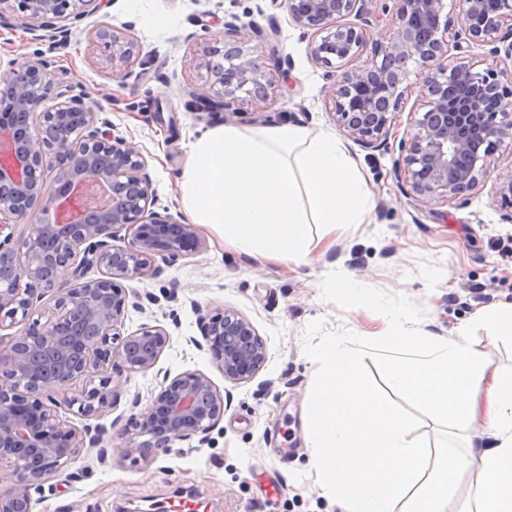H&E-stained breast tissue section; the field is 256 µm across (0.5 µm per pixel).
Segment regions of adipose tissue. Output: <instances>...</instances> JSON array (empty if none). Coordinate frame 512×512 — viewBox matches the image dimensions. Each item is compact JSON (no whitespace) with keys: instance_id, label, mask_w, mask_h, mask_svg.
Wrapping results in <instances>:
<instances>
[{"instance_id":"adipose-tissue-1","label":"adipose tissue","mask_w":512,"mask_h":512,"mask_svg":"<svg viewBox=\"0 0 512 512\" xmlns=\"http://www.w3.org/2000/svg\"><path fill=\"white\" fill-rule=\"evenodd\" d=\"M195 224L255 259H307L310 227L365 223L364 177L332 132L300 126L239 129L219 124L191 144L179 182ZM422 334L394 314L383 345L393 385L435 414L482 422L492 446L432 455L409 439L405 420L365 379L357 357L324 343L323 374L310 396L308 438L321 485L345 512H448V488L475 472L459 512H512V374L490 367L468 341Z\"/></svg>"}]
</instances>
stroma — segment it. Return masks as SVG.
I'll return each instance as SVG.
<instances>
[{
	"instance_id": "obj_1",
	"label": "stroma",
	"mask_w": 512,
	"mask_h": 512,
	"mask_svg": "<svg viewBox=\"0 0 512 512\" xmlns=\"http://www.w3.org/2000/svg\"><path fill=\"white\" fill-rule=\"evenodd\" d=\"M233 19L277 27L285 66L270 73L269 111L286 114L291 126L337 132L329 100L335 78L311 61L314 33L292 22L282 0H103L73 23L63 45L25 28H0V66L50 61L58 81L102 105L115 134L140 149L158 208L179 212L190 145L224 121L223 111H197L189 94L206 92L203 52L223 44L216 31ZM106 23L127 27L136 42L140 80L119 82L92 57L89 39ZM424 110L418 93L406 95L383 149L344 138L373 207L358 226L328 232L312 225L319 244L306 263L254 260L225 248L222 229L201 224L199 249L162 262L158 276L128 282L124 333L159 325L170 344L148 373L128 375L102 413L61 411L69 425L100 436L108 461L85 449L69 467L73 479L53 476L33 492V512H157L179 497L196 500L200 512H341L317 480L307 444L308 398L323 368L319 349L331 340L358 353L366 376L407 420L410 438L458 451L481 440L479 424L454 413L436 418L418 398L391 389L379 350L392 313L418 331L453 338L479 310L512 302V205L499 193L512 180V139L494 149L490 175L475 190L422 204L396 164ZM349 276L363 281L365 292L339 290L337 281ZM217 308L243 315L266 343L268 362L248 382L225 380L208 348L193 343L200 316ZM186 371L207 375L224 398L208 444L178 442L149 454L132 447L136 415L153 403L164 377Z\"/></svg>"
}]
</instances>
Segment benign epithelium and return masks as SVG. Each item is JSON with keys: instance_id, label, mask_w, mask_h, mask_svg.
<instances>
[{"instance_id": "7a95c632", "label": "benign epithelium", "mask_w": 512, "mask_h": 512, "mask_svg": "<svg viewBox=\"0 0 512 512\" xmlns=\"http://www.w3.org/2000/svg\"><path fill=\"white\" fill-rule=\"evenodd\" d=\"M292 22L315 33L311 60L337 73L331 90L336 124L366 149L384 147L408 91L427 110L401 142L404 175L417 201H450L488 178L487 159L512 139V73L475 71L451 51L489 45L512 60V0L489 9L486 0H455L458 12L442 15L444 0H394L388 36L375 57L357 66L369 39L370 0H282ZM102 0H0V23L67 38ZM224 49L205 50L209 91L192 93L201 111L218 107L230 116L248 102L254 118L269 120L273 81L263 55L240 42L241 28L224 23ZM99 61L126 81L134 74L137 45L121 28L102 25L91 37ZM418 82L408 83L409 64ZM51 63L34 59L0 70V512H32V491L59 476L86 448L100 445L58 419L78 407L91 416L104 411L123 374L147 373L170 342L160 325L121 334L129 292L123 282L158 273L156 258L175 259L198 248L195 225L156 204L147 162L137 146L112 132L72 87L46 101L54 87ZM30 231L14 236L11 228ZM127 241L122 246L120 242ZM105 269L83 280L91 265ZM71 273L73 287L60 284ZM53 299L46 321L29 322L33 307ZM224 379L244 383L266 365L268 350L241 314L218 309L201 324ZM82 384L72 394L65 387ZM224 413V397L211 379L186 371L163 386L140 412V448L162 452L177 441L208 435Z\"/></svg>"}]
</instances>
